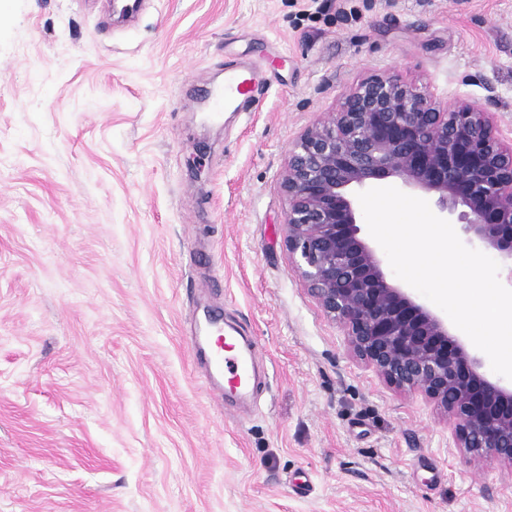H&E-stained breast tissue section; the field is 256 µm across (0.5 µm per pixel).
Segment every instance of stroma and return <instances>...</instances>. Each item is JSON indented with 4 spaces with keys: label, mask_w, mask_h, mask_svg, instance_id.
Here are the masks:
<instances>
[{
    "label": "stroma",
    "mask_w": 512,
    "mask_h": 512,
    "mask_svg": "<svg viewBox=\"0 0 512 512\" xmlns=\"http://www.w3.org/2000/svg\"><path fill=\"white\" fill-rule=\"evenodd\" d=\"M0 0V512H512L422 395L354 358L295 271L279 178L395 73L512 136V0ZM245 58L256 102L187 94ZM251 345L249 403L187 339Z\"/></svg>",
    "instance_id": "obj_1"
}]
</instances>
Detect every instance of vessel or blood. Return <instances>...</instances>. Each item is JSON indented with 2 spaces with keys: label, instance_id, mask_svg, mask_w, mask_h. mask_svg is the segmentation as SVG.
Instances as JSON below:
<instances>
[{
  "label": "vessel or blood",
  "instance_id": "vessel-or-blood-1",
  "mask_svg": "<svg viewBox=\"0 0 512 512\" xmlns=\"http://www.w3.org/2000/svg\"><path fill=\"white\" fill-rule=\"evenodd\" d=\"M265 70L251 62H232L224 67V82L216 87H202L201 96L209 100L214 115H221L229 105L255 101L266 87ZM207 364L212 388L216 393L230 390L236 395L248 394L254 386L252 369L239 351L238 340L223 335L220 326H213Z\"/></svg>",
  "mask_w": 512,
  "mask_h": 512
}]
</instances>
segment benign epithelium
Listing matches in <instances>:
<instances>
[{
    "instance_id": "benign-epithelium-1",
    "label": "benign epithelium",
    "mask_w": 512,
    "mask_h": 512,
    "mask_svg": "<svg viewBox=\"0 0 512 512\" xmlns=\"http://www.w3.org/2000/svg\"><path fill=\"white\" fill-rule=\"evenodd\" d=\"M388 181L436 196L465 235L512 261V138L482 107L444 105L378 74L303 131L280 178L288 256L353 355L432 402L470 463L512 473V386L488 378L447 320L392 283L361 236L352 190Z\"/></svg>"
}]
</instances>
